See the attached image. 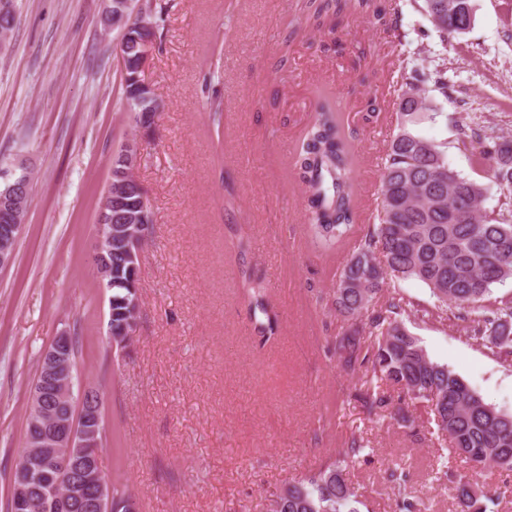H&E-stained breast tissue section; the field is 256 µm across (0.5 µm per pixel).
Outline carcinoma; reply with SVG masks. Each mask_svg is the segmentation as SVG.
I'll return each instance as SVG.
<instances>
[{
  "instance_id": "1",
  "label": "carcinoma",
  "mask_w": 512,
  "mask_h": 512,
  "mask_svg": "<svg viewBox=\"0 0 512 512\" xmlns=\"http://www.w3.org/2000/svg\"><path fill=\"white\" fill-rule=\"evenodd\" d=\"M443 39L463 35L448 6L460 17L474 0H411ZM403 0H302L308 25L328 36L324 49L336 42L338 19L347 13L366 17L384 30H394ZM121 70L124 111L157 116V94L146 98ZM216 67L208 68L202 92L214 127H221L224 97L213 85ZM396 102L373 99L367 119L394 105L398 131L390 140L380 168L381 202L368 217L362 234L353 195L355 155L336 106L317 105L296 145L292 159L298 181L307 194L306 219L313 236L327 246L355 239L350 259L334 291L336 311L350 324L336 337V354L344 369L361 373L362 401L370 418L381 419L391 405L385 387L397 386L403 398L422 403L435 425L433 435L449 442L453 454L475 468L498 466L512 470V414L487 404L447 366L432 361L406 328L401 316L409 302L399 294H384L390 281L418 279L436 297L434 315L466 325L477 342H488L512 355V299L494 305L485 301L491 286L512 279V209L494 215L485 209L487 188L450 169L443 146L418 134L414 127L437 115L435 94L448 97L453 80L447 63L423 73L402 60L396 70ZM457 145L472 148L475 164L512 195V137L489 133L478 121L457 129ZM132 272L120 253H112L113 327L124 320V300ZM241 293L249 309L268 313L262 282L244 274ZM366 448L362 433L353 431L339 458L311 477L287 486L276 495L274 512H359L361 501L352 491L347 466ZM460 512H486L485 494L463 478L453 486Z\"/></svg>"
}]
</instances>
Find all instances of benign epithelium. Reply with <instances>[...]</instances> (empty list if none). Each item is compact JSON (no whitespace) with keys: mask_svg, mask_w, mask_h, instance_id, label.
Wrapping results in <instances>:
<instances>
[{"mask_svg":"<svg viewBox=\"0 0 512 512\" xmlns=\"http://www.w3.org/2000/svg\"><path fill=\"white\" fill-rule=\"evenodd\" d=\"M150 22L138 25L132 35L137 50L135 77L141 84L152 50L154 38L145 35ZM142 144L128 138L124 143L123 160L127 169L120 172L118 181L103 200V220L98 225L95 254L91 265L93 274L104 282L112 280V269L104 266L105 254L116 246L122 247L128 269H139L141 246L151 233L152 217L138 207L130 206L131 197L145 194L138 178ZM0 183L5 185L0 196V268L13 257V243L22 230L21 214L30 193L26 171L0 168ZM140 295L126 302V321L120 332L109 336L112 346L125 348L135 336L140 310ZM76 360L72 355V336L60 331L44 351L40 366L42 376L35 381L30 398V421L37 434L27 439L24 460L15 469L12 484V512H30L34 485H42L40 495L44 507L52 512H112V484L106 477L101 448L106 427L99 411L104 395L97 389L79 388L78 404L81 416L55 415L49 412L50 399L73 397L72 378Z\"/></svg>","mask_w":512,"mask_h":512,"instance_id":"obj_1","label":"benign epithelium"}]
</instances>
